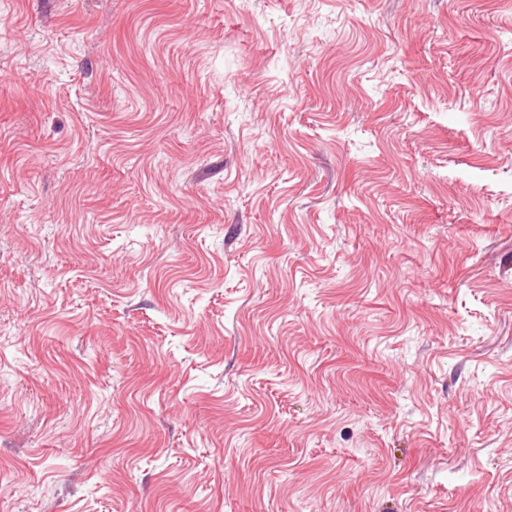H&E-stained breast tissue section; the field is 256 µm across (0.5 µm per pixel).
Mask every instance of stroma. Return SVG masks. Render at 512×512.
Masks as SVG:
<instances>
[{
  "mask_svg": "<svg viewBox=\"0 0 512 512\" xmlns=\"http://www.w3.org/2000/svg\"><path fill=\"white\" fill-rule=\"evenodd\" d=\"M0 512H512V0H0Z\"/></svg>",
  "mask_w": 512,
  "mask_h": 512,
  "instance_id": "stroma-1",
  "label": "stroma"
}]
</instances>
